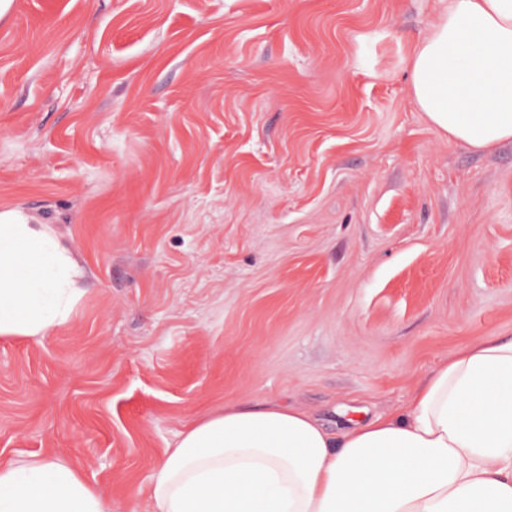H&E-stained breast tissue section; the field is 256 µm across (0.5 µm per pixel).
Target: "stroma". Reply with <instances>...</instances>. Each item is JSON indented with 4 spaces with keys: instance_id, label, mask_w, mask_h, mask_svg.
<instances>
[{
    "instance_id": "35a3bbf8",
    "label": "stroma",
    "mask_w": 512,
    "mask_h": 512,
    "mask_svg": "<svg viewBox=\"0 0 512 512\" xmlns=\"http://www.w3.org/2000/svg\"><path fill=\"white\" fill-rule=\"evenodd\" d=\"M440 0H14L0 203L89 274L68 325L0 338V462L65 454L112 503L178 434L278 402L329 430L512 337V143L414 106Z\"/></svg>"
}]
</instances>
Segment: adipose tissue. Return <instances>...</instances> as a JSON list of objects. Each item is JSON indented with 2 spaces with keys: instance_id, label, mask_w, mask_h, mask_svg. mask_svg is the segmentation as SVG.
Here are the masks:
<instances>
[{
  "instance_id": "ef3b65f1",
  "label": "adipose tissue",
  "mask_w": 512,
  "mask_h": 512,
  "mask_svg": "<svg viewBox=\"0 0 512 512\" xmlns=\"http://www.w3.org/2000/svg\"><path fill=\"white\" fill-rule=\"evenodd\" d=\"M411 98L473 150L512 142V0H448L408 61ZM87 274L47 224L0 208V337L66 325ZM150 512H512V338L452 353L409 405L327 430L269 402L182 432ZM0 512H112L64 454L0 463Z\"/></svg>"
}]
</instances>
